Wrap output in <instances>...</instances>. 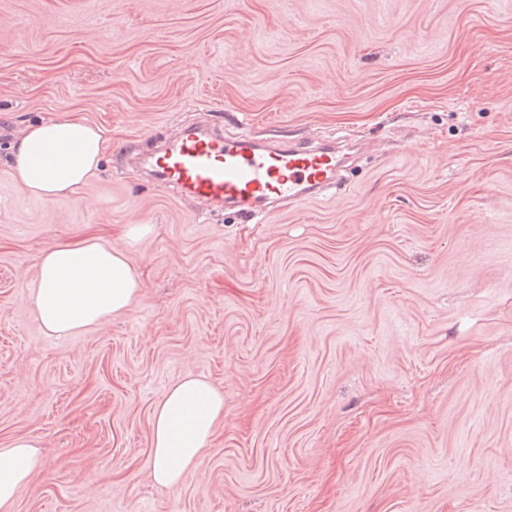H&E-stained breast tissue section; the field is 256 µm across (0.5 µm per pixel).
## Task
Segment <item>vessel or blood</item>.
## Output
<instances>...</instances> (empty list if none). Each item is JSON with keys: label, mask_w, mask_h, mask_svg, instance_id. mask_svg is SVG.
Masks as SVG:
<instances>
[{"label": "vessel or blood", "mask_w": 512, "mask_h": 512, "mask_svg": "<svg viewBox=\"0 0 512 512\" xmlns=\"http://www.w3.org/2000/svg\"><path fill=\"white\" fill-rule=\"evenodd\" d=\"M341 163L332 142L311 148L248 130L227 136L207 125L186 127L142 160L154 182L251 219L319 198L334 184Z\"/></svg>", "instance_id": "obj_1"}]
</instances>
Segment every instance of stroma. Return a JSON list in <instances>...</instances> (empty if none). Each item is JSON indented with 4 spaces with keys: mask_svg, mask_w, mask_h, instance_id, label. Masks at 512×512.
<instances>
[{
    "mask_svg": "<svg viewBox=\"0 0 512 512\" xmlns=\"http://www.w3.org/2000/svg\"><path fill=\"white\" fill-rule=\"evenodd\" d=\"M82 118L78 194H26L13 145ZM206 120L340 142V189L245 222L122 147ZM128 224L152 232L125 245ZM96 237L143 288L46 335L40 254ZM224 396L202 466L146 461L186 374ZM13 512H512V0H0V448ZM36 448L25 438H15L0 448V510L12 512L19 488L25 485L37 463Z\"/></svg>",
    "mask_w": 512,
    "mask_h": 512,
    "instance_id": "1",
    "label": "stroma"
}]
</instances>
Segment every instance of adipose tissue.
Instances as JSON below:
<instances>
[{"instance_id":"1","label":"adipose tissue","mask_w":512,"mask_h":512,"mask_svg":"<svg viewBox=\"0 0 512 512\" xmlns=\"http://www.w3.org/2000/svg\"><path fill=\"white\" fill-rule=\"evenodd\" d=\"M106 149L102 128L81 119H47L28 126L14 146L22 188L50 200L84 187ZM142 282L121 248L92 238L44 252L30 298L44 331L67 336L124 313ZM224 397L211 383L188 374L155 405L147 460L155 484L173 488L199 468L220 419ZM37 459L32 443L16 438L0 448V512H11Z\"/></svg>"}]
</instances>
